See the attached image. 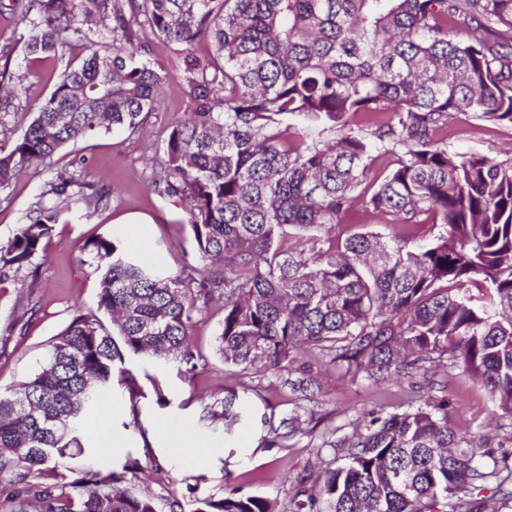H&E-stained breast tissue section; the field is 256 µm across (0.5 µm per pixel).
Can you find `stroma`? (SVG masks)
I'll list each match as a JSON object with an SVG mask.
<instances>
[{"label":"stroma","mask_w":512,"mask_h":512,"mask_svg":"<svg viewBox=\"0 0 512 512\" xmlns=\"http://www.w3.org/2000/svg\"><path fill=\"white\" fill-rule=\"evenodd\" d=\"M12 0H0V51L9 56L12 72L23 75L21 112H0V140L16 138L36 108L52 90L62 69L47 60L28 62L16 43ZM190 99L179 74L158 97L144 127L137 132H101L61 149L49 167L20 171L0 192V244L24 223L31 203L45 180L64 170H81L87 181L105 186L111 194L107 209L85 216L83 209L62 215L31 268L17 279L0 282V390L15 388L43 360L50 341L79 314L97 310L98 276L86 262L87 244L122 230L124 244L134 248V235L146 241L145 257L171 270L194 263L193 242L182 206L150 185L152 167L175 117L188 112ZM448 148L491 157L512 148V128L469 116H458L448 128ZM222 312L218 305L196 314L190 329L191 346L199 356L197 369L182 374L175 367L135 358L128 367L138 388L113 382L105 413L84 426L87 443L99 429H108L117 448L97 450L94 460L103 470L139 465L136 491L158 503L178 498L184 506L206 497L236 490L262 496L276 512H291L298 482L317 476L344 461L340 441L350 436L355 422L369 413L387 414L409 404L448 396V419L487 436L490 446L512 449V420L504 418L485 390L455 369L444 376L443 389L432 388L423 376L378 386L343 378L334 366L311 355L298 365L317 375L321 387L309 400L293 395L281 374L225 365L216 353V334ZM236 395L238 419L211 427L201 418L205 404ZM307 414L301 433L272 442L270 428L288 418L296 405ZM214 449L199 458L197 446Z\"/></svg>","instance_id":"stroma-1"}]
</instances>
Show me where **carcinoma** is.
I'll list each match as a JSON object with an SVG mask.
<instances>
[{
	"label": "carcinoma",
	"mask_w": 512,
	"mask_h": 512,
	"mask_svg": "<svg viewBox=\"0 0 512 512\" xmlns=\"http://www.w3.org/2000/svg\"><path fill=\"white\" fill-rule=\"evenodd\" d=\"M13 11L26 58L66 65L0 144V189L92 133L138 129L170 77L148 36L184 47L191 111L172 122L151 185L184 207L199 266L161 269L116 233L89 243L111 325L75 316L0 393V512H159L127 466L58 468L84 455V423L114 375L136 384L126 357L196 369L188 330L216 299L226 365L280 371L312 351L374 384L458 367L512 417V154L446 141L460 115L512 127V0H14ZM202 40L204 59L191 51ZM18 86L4 62L0 109ZM108 200L79 173L46 182L0 246V282L32 264L71 205L95 213ZM358 201L379 223L431 216L439 232L424 244L336 235ZM234 401L204 417L224 419ZM343 445L347 461L300 488L294 512L512 509V450L496 455L450 424L446 398L359 420ZM192 512L275 505L231 490Z\"/></svg>",
	"instance_id": "1"
}]
</instances>
